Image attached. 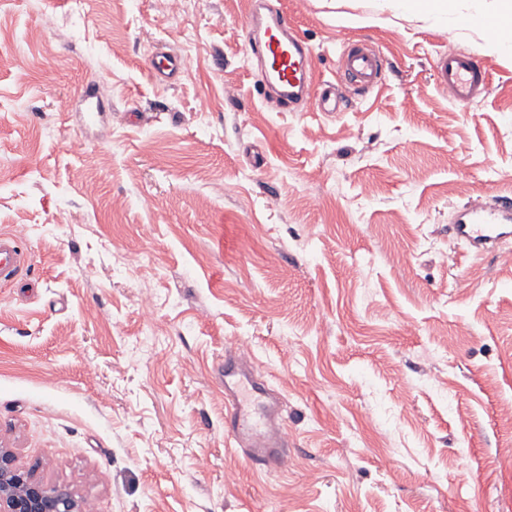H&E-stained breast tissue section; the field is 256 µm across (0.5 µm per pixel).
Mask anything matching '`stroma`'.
Instances as JSON below:
<instances>
[{"mask_svg":"<svg viewBox=\"0 0 512 512\" xmlns=\"http://www.w3.org/2000/svg\"><path fill=\"white\" fill-rule=\"evenodd\" d=\"M181 2L0 0V230L30 251L0 288V447L89 512H512V264L448 235L512 197V55L392 0H273L318 80L346 43L383 57L373 92L280 112L250 0ZM452 45L489 77L467 106ZM242 340L282 471L224 437ZM439 85L458 105L476 101L488 88V75L478 69L470 56L453 47L438 61Z\"/></svg>","mask_w":512,"mask_h":512,"instance_id":"obj_1","label":"stroma"}]
</instances>
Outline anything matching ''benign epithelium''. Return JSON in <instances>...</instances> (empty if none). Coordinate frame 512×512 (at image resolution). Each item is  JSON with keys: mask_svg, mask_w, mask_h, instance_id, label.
I'll list each match as a JSON object with an SVG mask.
<instances>
[{"mask_svg": "<svg viewBox=\"0 0 512 512\" xmlns=\"http://www.w3.org/2000/svg\"><path fill=\"white\" fill-rule=\"evenodd\" d=\"M0 512H84L67 488L35 478L16 463L13 452L0 448Z\"/></svg>", "mask_w": 512, "mask_h": 512, "instance_id": "benign-epithelium-1", "label": "benign epithelium"}]
</instances>
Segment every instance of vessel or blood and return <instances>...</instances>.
<instances>
[{"label": "vessel or blood", "mask_w": 512, "mask_h": 512, "mask_svg": "<svg viewBox=\"0 0 512 512\" xmlns=\"http://www.w3.org/2000/svg\"><path fill=\"white\" fill-rule=\"evenodd\" d=\"M246 44L248 53L258 57L277 106L291 112L307 103L325 110L337 87L368 92L380 80L381 54L352 45L336 61L335 81H315L310 50L280 10L253 12ZM438 75L440 87L459 105L476 101L489 86L487 74L456 47L440 56ZM449 233L475 255H504L506 245L512 242V201L497 192L487 194L456 212ZM29 261V252L17 238L0 232V285L13 284ZM223 377L226 439L242 453L250 468L261 472L282 470L288 455L282 400L255 372L250 351L236 347L226 350Z\"/></svg>", "instance_id": "1"}]
</instances>
